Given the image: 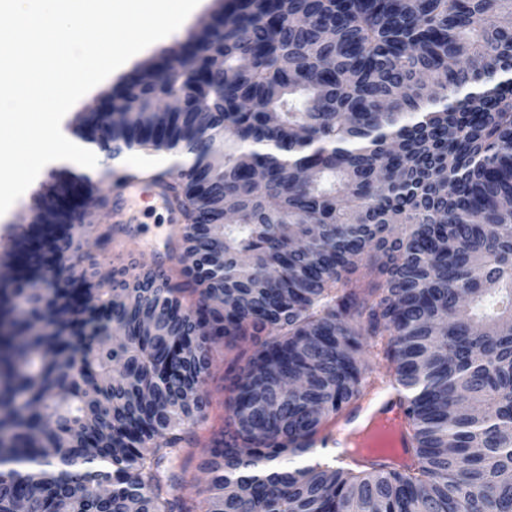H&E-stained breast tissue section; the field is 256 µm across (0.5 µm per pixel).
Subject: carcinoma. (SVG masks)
Here are the masks:
<instances>
[{
	"label": "carcinoma",
	"mask_w": 512,
	"mask_h": 512,
	"mask_svg": "<svg viewBox=\"0 0 512 512\" xmlns=\"http://www.w3.org/2000/svg\"><path fill=\"white\" fill-rule=\"evenodd\" d=\"M234 2L189 37L206 56L76 120L114 160L191 159L149 178L184 217L176 272L69 263L95 228L61 208L70 172L31 223L72 275L25 229L0 244L25 263L0 286V512H196L166 471L220 343L203 512H512V0ZM383 390L403 464L319 447ZM373 414H382L379 417L381 423L395 429L402 421L403 407H401L395 395H388L379 401L378 408Z\"/></svg>",
	"instance_id": "obj_1"
}]
</instances>
